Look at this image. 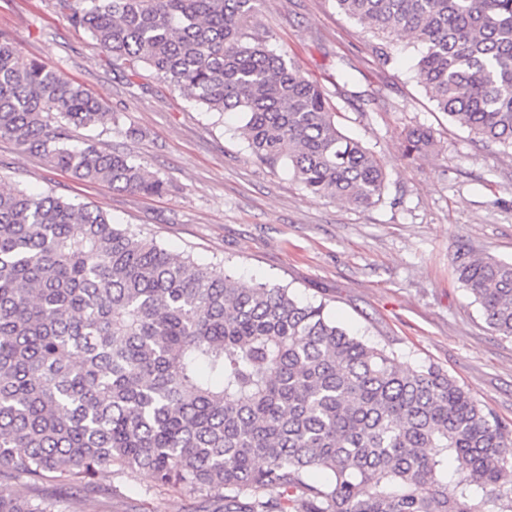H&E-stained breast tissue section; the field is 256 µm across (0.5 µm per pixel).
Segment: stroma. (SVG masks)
Instances as JSON below:
<instances>
[{"label": "stroma", "instance_id": "stroma-1", "mask_svg": "<svg viewBox=\"0 0 512 512\" xmlns=\"http://www.w3.org/2000/svg\"><path fill=\"white\" fill-rule=\"evenodd\" d=\"M271 45L329 94L337 121L380 159L379 201H318L290 168L254 162L238 114L205 111L149 66L126 77L57 0H0V31L23 56L60 68L104 100L111 119L73 131L144 164L166 185L147 196L82 184L0 139V180L103 210L202 264L245 283L271 282L325 302L339 323L393 352L403 366L436 365L512 423V338L495 334L461 287L459 248L512 262V150L471 138L426 95L406 39L373 33L334 0H264L256 18ZM387 48L394 63L383 64ZM139 135L128 138L127 128ZM431 130L423 159L402 136ZM113 484L110 505L76 495L75 512H193L196 495L156 488L142 472Z\"/></svg>", "mask_w": 512, "mask_h": 512}]
</instances>
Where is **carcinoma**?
Returning <instances> with one entry per match:
<instances>
[{
	"mask_svg": "<svg viewBox=\"0 0 512 512\" xmlns=\"http://www.w3.org/2000/svg\"><path fill=\"white\" fill-rule=\"evenodd\" d=\"M406 36L429 97L512 149V0H335ZM130 74L144 64L208 112H237L253 157L316 200L380 198L385 173L325 91L277 53L261 0H58ZM102 102L0 32V138L85 182L163 181L71 129ZM432 133L412 129L407 158ZM458 280L512 337V263L458 252ZM117 469L210 495L217 512H512V426L433 364L402 368L323 302L176 255L100 209L0 181V512H73L48 482L110 499ZM30 488L22 495L13 484Z\"/></svg>",
	"mask_w": 512,
	"mask_h": 512,
	"instance_id": "cac0c4a2",
	"label": "carcinoma"
}]
</instances>
